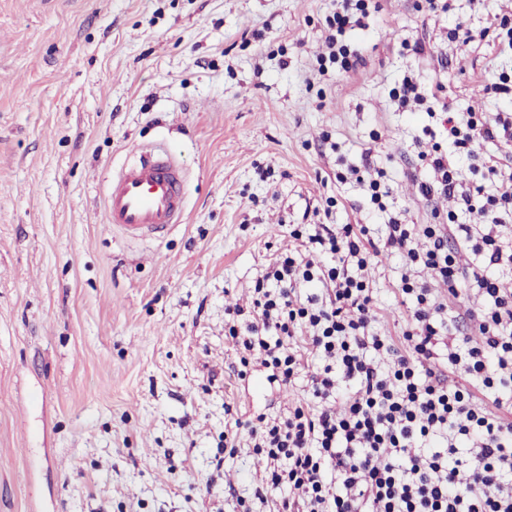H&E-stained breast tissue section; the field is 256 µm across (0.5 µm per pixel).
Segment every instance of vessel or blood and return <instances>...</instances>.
Here are the masks:
<instances>
[{"mask_svg": "<svg viewBox=\"0 0 512 512\" xmlns=\"http://www.w3.org/2000/svg\"><path fill=\"white\" fill-rule=\"evenodd\" d=\"M106 222L130 234L164 236L184 218L182 171L166 151H133L112 177L105 203Z\"/></svg>", "mask_w": 512, "mask_h": 512, "instance_id": "obj_1", "label": "vessel or blood"}]
</instances>
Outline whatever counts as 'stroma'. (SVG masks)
Wrapping results in <instances>:
<instances>
[{
    "label": "stroma",
    "instance_id": "35a3bbf8",
    "mask_svg": "<svg viewBox=\"0 0 512 512\" xmlns=\"http://www.w3.org/2000/svg\"><path fill=\"white\" fill-rule=\"evenodd\" d=\"M380 0L351 31L356 73H318L331 0H0V512H274L247 445L217 462L235 420L286 413L259 360L239 375L231 308L294 224L433 223L419 192L438 119L392 98L414 75L452 112L512 113V48L486 36L512 0ZM469 44L449 42L456 25ZM422 42L423 52L410 50ZM182 166L185 218L163 237L105 222L133 147ZM369 153L386 212L340 163ZM401 261L368 272L376 331L399 333Z\"/></svg>",
    "mask_w": 512,
    "mask_h": 512
}]
</instances>
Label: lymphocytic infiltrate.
<instances>
[{
	"label": "lymphocytic infiltrate",
	"instance_id": "lymphocytic-infiltrate-1",
	"mask_svg": "<svg viewBox=\"0 0 512 512\" xmlns=\"http://www.w3.org/2000/svg\"><path fill=\"white\" fill-rule=\"evenodd\" d=\"M371 0H336L321 69L352 73L360 61L346 41ZM450 151L422 153L421 192L453 210L436 224L390 219L382 239L365 224H318L300 254L281 255L253 288L246 332L229 335L248 356L293 386L303 354L322 370L308 395L283 416L236 421L224 445L247 430L265 463L262 487H288L278 512H512V246L497 228L512 217V172L484 141L512 143V113L487 119L443 112ZM471 160L466 181L457 154ZM478 216L459 224L457 212ZM474 266L460 268L458 248ZM398 253L396 291L406 309L400 336L374 332L377 312L366 272L381 250ZM434 271L446 287L434 294ZM483 304L472 308L471 296ZM447 346H440V338ZM344 395L336 412L329 401Z\"/></svg>",
	"mask_w": 512,
	"mask_h": 512
}]
</instances>
